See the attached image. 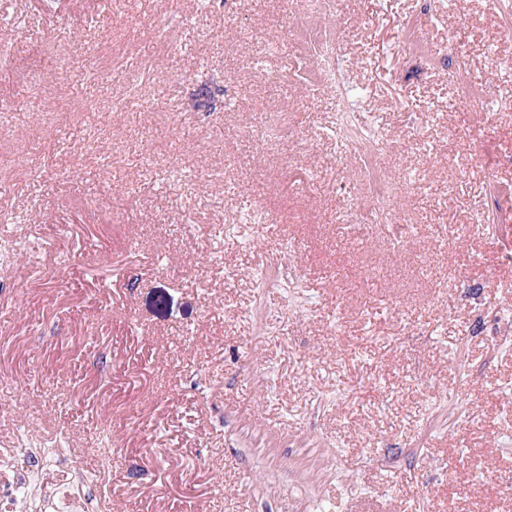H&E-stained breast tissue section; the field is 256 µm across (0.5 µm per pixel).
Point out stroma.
Masks as SVG:
<instances>
[{
  "instance_id": "1",
  "label": "stroma",
  "mask_w": 512,
  "mask_h": 512,
  "mask_svg": "<svg viewBox=\"0 0 512 512\" xmlns=\"http://www.w3.org/2000/svg\"><path fill=\"white\" fill-rule=\"evenodd\" d=\"M315 22L303 0H0V156H28L0 172V252L42 248L0 287V512L88 494L103 435L93 512H512L503 0H336L400 249L349 223L371 186L306 80ZM35 51L54 80L18 76ZM271 110L288 139L259 137ZM57 436L76 464L21 456Z\"/></svg>"
}]
</instances>
